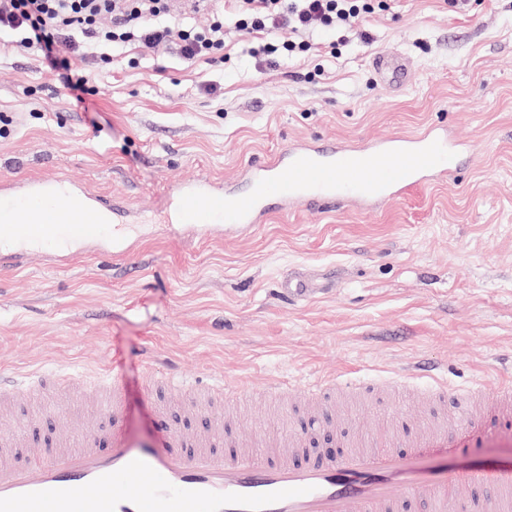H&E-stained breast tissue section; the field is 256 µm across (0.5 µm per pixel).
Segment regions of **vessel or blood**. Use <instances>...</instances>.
<instances>
[{
    "label": "vessel or blood",
    "instance_id": "b4317fda",
    "mask_svg": "<svg viewBox=\"0 0 512 512\" xmlns=\"http://www.w3.org/2000/svg\"><path fill=\"white\" fill-rule=\"evenodd\" d=\"M372 67L381 83L399 88L410 63L384 51ZM459 152L443 127L357 146L293 143L247 167V195L217 188L206 177L170 185L172 218L202 236L218 225L259 223L272 198L287 211L344 202L367 209L451 174ZM102 210L62 181H30L24 193L0 195V244L13 242L10 256L17 262L35 241L108 240L112 227L102 223ZM174 382L171 375L147 382L152 432L145 438L123 425L125 387L116 371L100 388L96 419L72 423L52 447H31L23 430L1 437L0 512H404L417 494L436 512H512V461L488 466L465 453L486 422L512 435L511 383L485 400L484 414L466 417L452 431L439 425L420 434L411 453L361 444L338 456H307V438L296 428L280 437L272 455L244 437L225 438V393L217 384L185 386L189 425H176L160 398ZM29 387L26 377L1 373L0 410ZM21 448L30 451L23 466L16 462Z\"/></svg>",
    "mask_w": 512,
    "mask_h": 512
}]
</instances>
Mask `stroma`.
Instances as JSON below:
<instances>
[{"label": "stroma", "instance_id": "stroma-1", "mask_svg": "<svg viewBox=\"0 0 512 512\" xmlns=\"http://www.w3.org/2000/svg\"><path fill=\"white\" fill-rule=\"evenodd\" d=\"M360 35L330 47L310 35L301 57L257 68L254 37L227 32L221 59L143 57L95 64L84 102L38 55L0 44V192L53 176L74 191L122 198L125 251L43 246L21 265L0 256V371L80 374L59 406L92 404L105 370L126 386L124 425L150 430L149 374L248 385L226 402L239 433L270 448L308 416L310 381L382 379L430 364L449 390L512 381V0H388ZM407 56V86L381 85L370 59ZM443 125L473 158L448 180L372 211L271 208L260 223L199 237L159 215L168 186L206 176L230 188L248 164L297 142L351 145ZM301 278L305 302L280 286ZM280 395L266 393L269 382ZM423 380L384 403H337L343 445L397 440Z\"/></svg>", "mask_w": 512, "mask_h": 512}]
</instances>
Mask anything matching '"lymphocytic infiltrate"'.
Instances as JSON below:
<instances>
[{
	"label": "lymphocytic infiltrate",
	"mask_w": 512,
	"mask_h": 512,
	"mask_svg": "<svg viewBox=\"0 0 512 512\" xmlns=\"http://www.w3.org/2000/svg\"><path fill=\"white\" fill-rule=\"evenodd\" d=\"M212 14L208 28L197 29L173 15V0H0V37L36 51L50 70L82 101L85 81L67 68L66 58L84 50L100 59L129 43L145 52L170 48L187 60L224 47V34L291 31L290 39L248 48L247 56L276 62L307 52L304 33L358 34L363 15L386 0H201Z\"/></svg>",
	"instance_id": "1"
}]
</instances>
